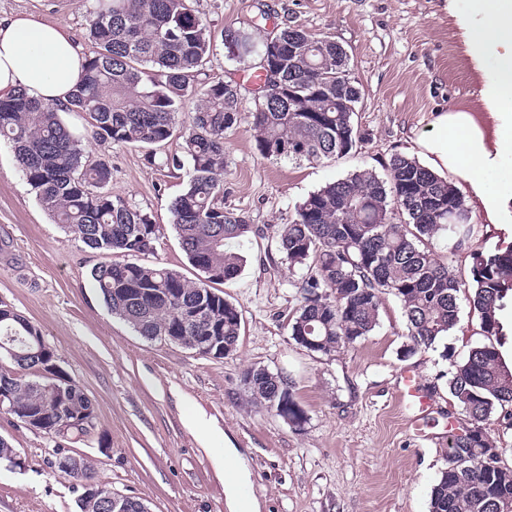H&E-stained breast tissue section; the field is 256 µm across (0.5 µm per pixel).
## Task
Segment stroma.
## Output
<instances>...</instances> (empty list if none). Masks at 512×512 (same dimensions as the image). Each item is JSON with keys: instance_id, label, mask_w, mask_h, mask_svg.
Returning a JSON list of instances; mask_svg holds the SVG:
<instances>
[{"instance_id": "stroma-1", "label": "stroma", "mask_w": 512, "mask_h": 512, "mask_svg": "<svg viewBox=\"0 0 512 512\" xmlns=\"http://www.w3.org/2000/svg\"><path fill=\"white\" fill-rule=\"evenodd\" d=\"M448 0H193L214 32L240 29L263 41L273 25L297 26L341 44L361 91L353 117L361 141L348 155L294 164L262 157L246 81L257 55L231 59L216 44L195 78L243 82L238 122L225 134V208L245 213L248 232L230 240L243 258L240 275L222 284L242 321L235 351L224 358L148 339L112 315L91 269L102 253L55 224L40 205L8 142H0V300L40 331L60 367L92 399L96 428L88 439L58 445L16 417L0 414V439L17 465L0 464V512H80L78 481L56 458H83L94 483L145 501L151 512H228L214 457L238 449L250 470V496L260 512H429L431 490L445 466L448 423L460 409L448 392L449 361L488 343L469 305L433 349L407 352L406 320L396 298L382 299L379 324L365 341L329 354L291 337L301 300L276 247L275 225L327 183L360 169L382 172L392 154L414 157L433 112L474 109L483 85L466 54ZM92 0H0V19L34 14L69 29L83 52ZM62 121L85 151L106 159L113 195L151 215L159 226L145 264L161 263L190 281L199 272L182 250L171 204L188 167L149 164L144 149L98 144L82 115ZM512 247V209L498 224H479L470 245L452 258L457 278L471 283L473 253ZM283 377L306 421L293 426L255 402L243 384L250 368ZM414 371L433 404L425 435L408 429L398 403L403 371Z\"/></svg>"}]
</instances>
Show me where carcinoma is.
Instances as JSON below:
<instances>
[{"label": "carcinoma", "instance_id": "carcinoma-1", "mask_svg": "<svg viewBox=\"0 0 512 512\" xmlns=\"http://www.w3.org/2000/svg\"><path fill=\"white\" fill-rule=\"evenodd\" d=\"M88 38L94 45L84 71L63 108L87 116L89 136L99 143L157 150L174 136L192 81L208 62L214 33L191 0H93ZM232 57L255 53L261 71L275 80L260 88L253 126L265 158L315 162L349 154L360 141L353 109L361 98L347 53L336 41L286 25L264 41L243 30L222 35ZM239 88L220 78L200 90V103L182 131L184 157L163 164H190L186 187L171 205L173 224L196 281L160 265L134 261L147 255L158 227L149 214L103 191L109 165L92 159L60 118L59 111L20 90L0 99V138L12 148L20 171L54 221L87 247L131 256L93 267L91 277L112 314L146 338L177 336L201 355L218 356L212 337L235 349L241 314L215 288L238 276L242 258L228 241L249 229L241 213L224 208V133L238 121ZM298 108L288 111V100ZM387 179L356 171L312 192L291 221L275 229L288 266L307 268L295 287L302 300L292 318L298 345L328 354L364 340L378 324L382 297L401 304L408 351L429 349L460 321V293L451 262L477 233L462 191L413 157L396 153L385 163ZM471 309L488 336H503L500 312L512 301V249L474 254ZM0 346L37 344L39 330L6 302L0 304ZM319 340L312 347L306 337ZM473 348L448 363V391L463 418L464 433L448 432L446 467L433 486L430 512H512V470L500 465L503 449L484 423L497 410L512 427V369L499 346ZM32 371L19 375L0 367V392L12 415L37 420L33 429L51 436L66 432L74 443L95 429L96 412L84 389L70 379L47 350L13 360ZM254 400L271 405L283 378L250 368ZM54 467L82 482L80 512H110L108 488L93 484L84 460L62 456ZM95 485L97 492L86 489Z\"/></svg>", "mask_w": 512, "mask_h": 512}]
</instances>
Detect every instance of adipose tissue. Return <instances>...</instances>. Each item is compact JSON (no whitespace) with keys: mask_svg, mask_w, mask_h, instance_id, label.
<instances>
[{"mask_svg":"<svg viewBox=\"0 0 512 512\" xmlns=\"http://www.w3.org/2000/svg\"><path fill=\"white\" fill-rule=\"evenodd\" d=\"M456 18L473 68L491 75L480 90L485 113L452 107L435 112L429 133L417 140L418 151L438 175L466 182L473 205L495 224L512 199V0H468ZM84 65L66 29L25 14L0 21V96L22 89L42 103L63 105ZM216 464L235 470L225 488L229 512H258V502L240 493L250 473L237 450L225 449Z\"/></svg>","mask_w":512,"mask_h":512,"instance_id":"1","label":"adipose tissue"}]
</instances>
